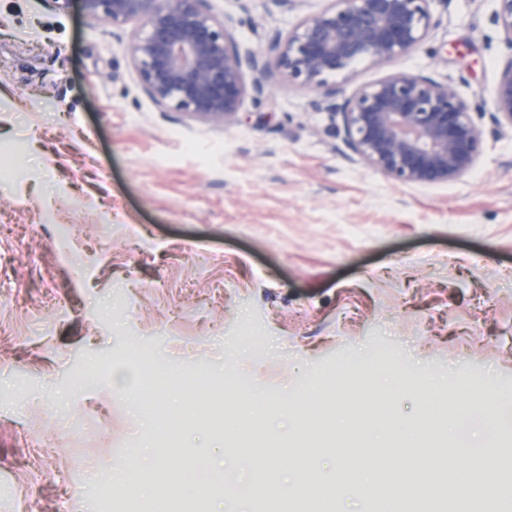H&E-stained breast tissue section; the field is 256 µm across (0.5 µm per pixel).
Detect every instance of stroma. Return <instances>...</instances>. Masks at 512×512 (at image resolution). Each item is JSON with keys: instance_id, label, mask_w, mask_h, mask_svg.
<instances>
[{"instance_id": "obj_1", "label": "stroma", "mask_w": 512, "mask_h": 512, "mask_svg": "<svg viewBox=\"0 0 512 512\" xmlns=\"http://www.w3.org/2000/svg\"><path fill=\"white\" fill-rule=\"evenodd\" d=\"M233 34L266 49L326 0L267 12L263 0H209ZM440 20L414 52L337 76L342 95L395 73L457 85L483 108L484 148L448 183L401 184L368 167L319 111L315 92L277 82L245 99L239 121L163 112L114 28L52 0H0V512H101L85 483L162 435L132 387L143 365L200 370L275 400L345 361L392 385L409 363L462 375L512 405V130L486 109L508 52L490 0H435ZM167 463L187 499L221 486L206 450L224 435L209 405ZM337 449L306 429L310 479L333 455L370 457L396 433ZM469 465L452 447L398 448L395 469Z\"/></svg>"}]
</instances>
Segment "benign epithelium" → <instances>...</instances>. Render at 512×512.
Masks as SVG:
<instances>
[{
  "label": "benign epithelium",
  "mask_w": 512,
  "mask_h": 512,
  "mask_svg": "<svg viewBox=\"0 0 512 512\" xmlns=\"http://www.w3.org/2000/svg\"><path fill=\"white\" fill-rule=\"evenodd\" d=\"M80 2L89 19L137 24L130 58L143 91L165 112L226 125L238 120L246 96L258 102L281 80L316 92V108L341 117L346 146L395 182L455 180L482 152L480 109L448 83L396 73L341 97L331 82L360 61L383 65L417 49L435 26L433 0H328L287 33L274 32L266 52L239 43L207 0ZM494 2L492 22L511 55L490 113L496 127L512 128V0Z\"/></svg>",
  "instance_id": "1"
}]
</instances>
